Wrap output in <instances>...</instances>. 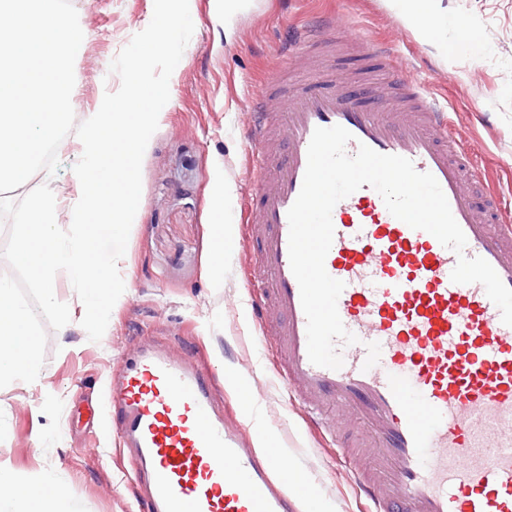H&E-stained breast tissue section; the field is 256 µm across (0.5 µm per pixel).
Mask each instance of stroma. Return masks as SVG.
Returning <instances> with one entry per match:
<instances>
[{
  "label": "stroma",
  "instance_id": "1",
  "mask_svg": "<svg viewBox=\"0 0 512 512\" xmlns=\"http://www.w3.org/2000/svg\"><path fill=\"white\" fill-rule=\"evenodd\" d=\"M72 3L85 34L72 98L81 114L119 89L110 64L147 27L154 0ZM189 8L194 33L143 158L140 216L118 262L125 290L103 337L93 342L80 324L83 303L69 277L57 274L56 297L68 305L71 321L65 332L48 331L38 380L0 389V423L9 430L0 439V463L28 483L54 473L81 512H138L135 467L88 407L122 357L163 347L210 375L232 423L262 427L286 442L296 470L315 478L332 512H360L350 479L333 465V449L309 432L304 412L271 373L268 337L243 317L254 244L238 242L230 251L222 282L209 276L215 190L224 189L232 210L250 201L256 182L245 140L251 93L281 66L308 74L304 58L286 59L285 43L332 10L344 29L364 32L367 41L365 51L336 56L337 72L350 78L377 69V49L391 44L398 64L450 113L463 147L499 182L502 202L512 203V0H438L439 12L464 20L488 43L487 50L465 48L447 57L422 43L386 0H249L229 24L215 0H189ZM82 153L81 141L69 135L56 174L41 171L30 182L57 192L59 213L79 195L73 166ZM235 369L251 384L250 405L224 382Z\"/></svg>",
  "mask_w": 512,
  "mask_h": 512
}]
</instances>
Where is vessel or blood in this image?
Here are the masks:
<instances>
[{"label":"vessel or blood","instance_id":"vessel-or-blood-1","mask_svg":"<svg viewBox=\"0 0 512 512\" xmlns=\"http://www.w3.org/2000/svg\"><path fill=\"white\" fill-rule=\"evenodd\" d=\"M367 92L339 78L331 60L315 83L276 74L258 90L247 139L260 159L246 231L258 244L245 281L252 323L269 336L271 370L327 434L334 414L366 426L362 444L336 451L367 512H512V327L478 283L457 284L456 254L392 216L362 186L333 209L327 273L345 284L337 302L356 344L344 365H313L307 320L292 274L287 212L316 128L340 125L359 145L410 159L431 173L481 257L512 287V214L485 189L449 113L395 70ZM103 414L118 427L143 483L145 512H295L297 474L280 446L258 452L263 430L232 425L216 410L209 376L154 347L110 377Z\"/></svg>","mask_w":512,"mask_h":512}]
</instances>
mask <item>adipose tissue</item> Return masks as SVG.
<instances>
[{"mask_svg":"<svg viewBox=\"0 0 512 512\" xmlns=\"http://www.w3.org/2000/svg\"><path fill=\"white\" fill-rule=\"evenodd\" d=\"M436 0H387L389 8L425 42L436 43L443 52L461 48H476L483 44L482 34L466 23L449 24L448 17L437 11ZM0 485L8 493L0 496V512H77L59 480L51 474L37 483L22 482L16 473L0 466Z\"/></svg>","mask_w":512,"mask_h":512,"instance_id":"adipose-tissue-1","label":"adipose tissue"}]
</instances>
